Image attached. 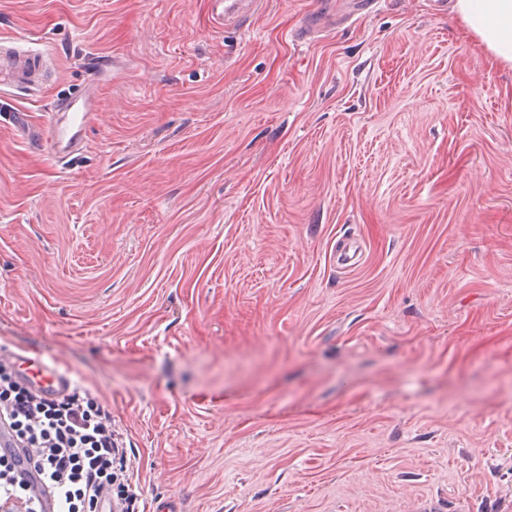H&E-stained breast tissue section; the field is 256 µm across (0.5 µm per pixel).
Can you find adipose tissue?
<instances>
[{"label": "adipose tissue", "mask_w": 512, "mask_h": 512, "mask_svg": "<svg viewBox=\"0 0 512 512\" xmlns=\"http://www.w3.org/2000/svg\"><path fill=\"white\" fill-rule=\"evenodd\" d=\"M455 10L496 60L512 63V0H455Z\"/></svg>", "instance_id": "ef3b65f1"}]
</instances>
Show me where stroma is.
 Here are the masks:
<instances>
[{
  "label": "stroma",
  "instance_id": "1",
  "mask_svg": "<svg viewBox=\"0 0 512 512\" xmlns=\"http://www.w3.org/2000/svg\"><path fill=\"white\" fill-rule=\"evenodd\" d=\"M0 353L133 512H512V65L432 0H0ZM89 89L83 149L49 114ZM210 13L212 20L219 26L234 22L248 9H255L258 2L255 0H210ZM45 72L43 53L36 50L8 52L0 47V91L3 88L21 89L27 95H36L41 90ZM17 367L24 378L30 380L35 389L49 398L67 393L72 387V379L66 371L57 365L45 362L40 357L18 355Z\"/></svg>",
  "mask_w": 512,
  "mask_h": 512
}]
</instances>
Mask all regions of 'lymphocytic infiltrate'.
Listing matches in <instances>:
<instances>
[{"label": "lymphocytic infiltrate", "instance_id": "obj_1", "mask_svg": "<svg viewBox=\"0 0 512 512\" xmlns=\"http://www.w3.org/2000/svg\"><path fill=\"white\" fill-rule=\"evenodd\" d=\"M0 414L35 472L59 500V512H101L113 497L112 486L124 467V456L112 432V420L97 398L74 385L62 399L50 401L33 392L0 364ZM16 462L0 454V512H39L18 481Z\"/></svg>", "mask_w": 512, "mask_h": 512}]
</instances>
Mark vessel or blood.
<instances>
[{"label":"vessel or blood","instance_id":"1","mask_svg":"<svg viewBox=\"0 0 512 512\" xmlns=\"http://www.w3.org/2000/svg\"><path fill=\"white\" fill-rule=\"evenodd\" d=\"M256 6V0H210V13L213 21L222 26L234 22L245 11ZM45 72L46 58L43 53L0 49V89H21L28 95H36L44 82ZM90 112L91 103L85 94L57 102L49 118L50 148L55 160L66 159L79 150L82 134L91 122ZM16 363L23 377L46 397L64 395L72 386L69 373L40 357L21 355ZM27 488L30 497L38 502L41 512H57L56 499L48 491L43 478L28 480Z\"/></svg>","mask_w":512,"mask_h":512}]
</instances>
